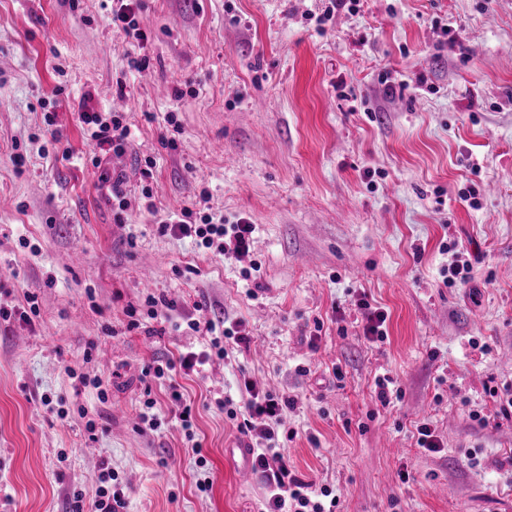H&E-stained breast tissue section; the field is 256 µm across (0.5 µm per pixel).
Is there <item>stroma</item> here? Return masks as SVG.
I'll use <instances>...</instances> for the list:
<instances>
[{
	"mask_svg": "<svg viewBox=\"0 0 512 512\" xmlns=\"http://www.w3.org/2000/svg\"><path fill=\"white\" fill-rule=\"evenodd\" d=\"M144 3L137 71L113 0H0V306L29 292L40 310L0 324V504L65 512L108 467L127 512H257L262 484L224 457L246 439L215 404L247 377L295 399L285 452L336 512H512V411L488 394L512 388V0H360L326 22V0ZM88 93L134 137L98 167ZM105 173L124 180L122 214ZM150 203L255 224L258 278L160 234ZM150 294L169 322L147 316ZM362 296L387 313L384 341L364 335ZM187 317L251 338L179 380L203 468L166 382L143 375L206 344Z\"/></svg>",
	"mask_w": 512,
	"mask_h": 512,
	"instance_id": "obj_1",
	"label": "stroma"
}]
</instances>
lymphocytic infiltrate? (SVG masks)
<instances>
[{
    "label": "lymphocytic infiltrate",
    "mask_w": 512,
    "mask_h": 512,
    "mask_svg": "<svg viewBox=\"0 0 512 512\" xmlns=\"http://www.w3.org/2000/svg\"><path fill=\"white\" fill-rule=\"evenodd\" d=\"M79 121L99 150L115 153L125 150L130 131L119 113L106 117L86 108L80 112ZM192 216L188 208L181 214L167 215L159 221V231L190 239L200 247L216 249L227 259L239 262L249 256L255 227L246 219L216 224L206 218L197 224ZM187 326L192 332L209 337L208 347L200 351L189 348L178 358L156 360L150 368L154 378L172 381L179 375L200 374L212 357L227 356L228 345L238 346L248 341L240 325L229 327L221 320L205 325L191 320ZM222 404L227 418L236 421L239 433L249 440L253 468L265 489L262 512H327L325 500L332 496V489L299 478L283 452L284 441L293 438L292 432L283 427V416L286 410L295 407V399L261 390L248 380L240 402L226 398ZM99 479L101 484L93 499H86L83 491H74L69 512H122L126 506L125 493L115 472L104 470Z\"/></svg>",
    "instance_id": "lymphocytic-infiltrate-1"
}]
</instances>
